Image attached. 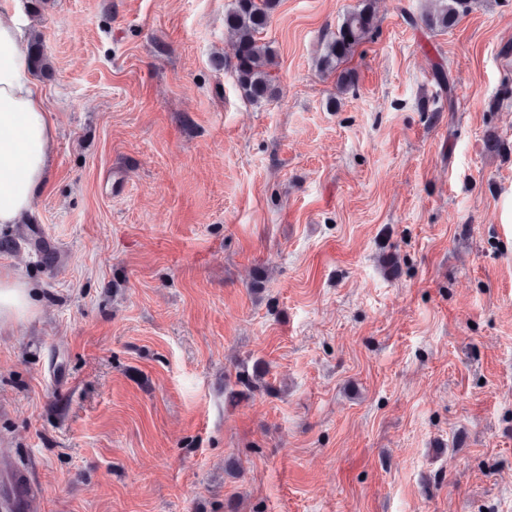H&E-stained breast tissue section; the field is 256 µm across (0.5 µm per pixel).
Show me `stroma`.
I'll return each mask as SVG.
<instances>
[{
    "label": "stroma",
    "instance_id": "obj_1",
    "mask_svg": "<svg viewBox=\"0 0 512 512\" xmlns=\"http://www.w3.org/2000/svg\"><path fill=\"white\" fill-rule=\"evenodd\" d=\"M229 2L18 0L55 130L0 228L37 301L0 329V458L32 512H512V0L445 32L377 0L342 95L317 59L359 0H279L260 105Z\"/></svg>",
    "mask_w": 512,
    "mask_h": 512
}]
</instances>
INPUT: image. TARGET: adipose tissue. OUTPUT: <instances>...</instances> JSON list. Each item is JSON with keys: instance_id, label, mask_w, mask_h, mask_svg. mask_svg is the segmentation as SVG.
Listing matches in <instances>:
<instances>
[{"instance_id": "adipose-tissue-1", "label": "adipose tissue", "mask_w": 512, "mask_h": 512, "mask_svg": "<svg viewBox=\"0 0 512 512\" xmlns=\"http://www.w3.org/2000/svg\"><path fill=\"white\" fill-rule=\"evenodd\" d=\"M18 14L0 19V226L31 214L46 181L54 128L25 50ZM33 288L0 271V328L32 315Z\"/></svg>"}]
</instances>
